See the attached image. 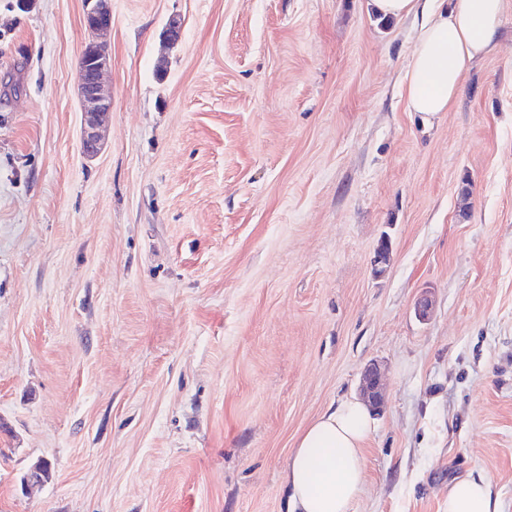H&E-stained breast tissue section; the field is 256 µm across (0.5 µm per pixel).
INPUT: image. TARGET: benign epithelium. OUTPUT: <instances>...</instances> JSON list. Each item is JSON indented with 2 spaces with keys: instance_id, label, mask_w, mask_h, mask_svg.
<instances>
[{
  "instance_id": "obj_1",
  "label": "benign epithelium",
  "mask_w": 512,
  "mask_h": 512,
  "mask_svg": "<svg viewBox=\"0 0 512 512\" xmlns=\"http://www.w3.org/2000/svg\"><path fill=\"white\" fill-rule=\"evenodd\" d=\"M85 29L90 37L85 41L84 67L80 70V109L84 116L81 128V145L88 157L98 154L101 143V128L112 110V96L105 89L103 76L111 66V57L101 35L112 25L109 0H85ZM364 392L375 412L384 403L381 376L377 366H371L364 377Z\"/></svg>"
}]
</instances>
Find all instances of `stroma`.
Segmentation results:
<instances>
[{"instance_id": "35a3bbf8", "label": "stroma", "mask_w": 512, "mask_h": 512, "mask_svg": "<svg viewBox=\"0 0 512 512\" xmlns=\"http://www.w3.org/2000/svg\"><path fill=\"white\" fill-rule=\"evenodd\" d=\"M111 6L89 158L84 0H0V512H285L297 437L373 364L352 512H447L474 469L512 512V0L427 118L416 16ZM364 392L375 412H380L384 403L380 371L376 365H372L364 377Z\"/></svg>"}]
</instances>
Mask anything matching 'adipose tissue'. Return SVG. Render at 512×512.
Segmentation results:
<instances>
[{"mask_svg": "<svg viewBox=\"0 0 512 512\" xmlns=\"http://www.w3.org/2000/svg\"><path fill=\"white\" fill-rule=\"evenodd\" d=\"M506 0H368L374 15L422 13L405 88L409 111H449L461 79L494 45ZM373 418L358 398L339 401L299 436L284 475L286 512H351L362 491L364 449ZM447 512H501L490 478L480 471L448 485Z\"/></svg>", "mask_w": 512, "mask_h": 512, "instance_id": "obj_1", "label": "adipose tissue"}]
</instances>
